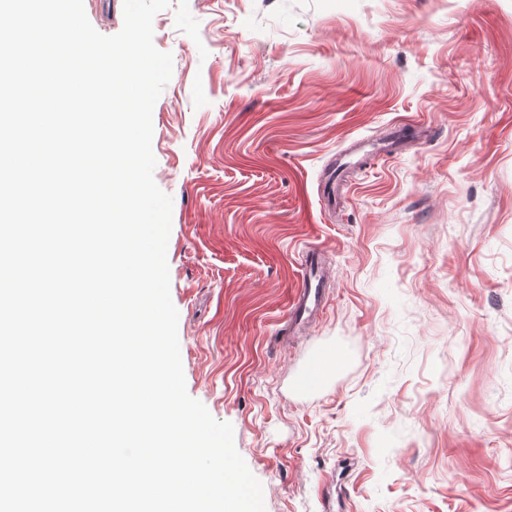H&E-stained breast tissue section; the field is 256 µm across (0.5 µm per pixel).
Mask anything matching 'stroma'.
I'll return each instance as SVG.
<instances>
[{"label":"stroma","instance_id":"stroma-1","mask_svg":"<svg viewBox=\"0 0 512 512\" xmlns=\"http://www.w3.org/2000/svg\"><path fill=\"white\" fill-rule=\"evenodd\" d=\"M153 28L186 388L266 512H512V0H172ZM314 247L325 309L283 334Z\"/></svg>","mask_w":512,"mask_h":512}]
</instances>
